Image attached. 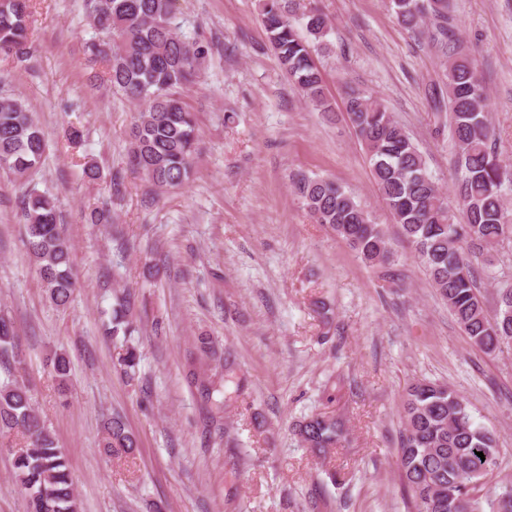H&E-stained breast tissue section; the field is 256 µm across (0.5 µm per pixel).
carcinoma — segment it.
<instances>
[{
	"label": "carcinoma",
	"mask_w": 512,
	"mask_h": 512,
	"mask_svg": "<svg viewBox=\"0 0 512 512\" xmlns=\"http://www.w3.org/2000/svg\"><path fill=\"white\" fill-rule=\"evenodd\" d=\"M175 0H86L93 25L107 40L89 47L92 62H102L112 88L141 104L130 134L134 165L159 190L182 186L191 173L197 128L180 90L195 81L207 50L183 39L173 24ZM300 0H261L260 17L268 42L288 77L320 112L331 111L323 95L314 48L328 32L317 9L301 11ZM395 19L417 30L435 24L448 49V0H392ZM31 0H0V52L20 63L33 57L29 37ZM300 17L309 41L293 18ZM488 94L477 59L456 51L448 58L445 87L431 94L439 127L453 144L452 207L430 173L417 144L378 101L358 88L347 92L346 112L368 156L381 199L413 245L434 288L448 305L471 344L489 356L512 348V288L498 289L490 313L474 262L490 269L499 247L512 240V207L504 185L512 170L495 151V132L486 112ZM47 148L44 133L27 103L0 93V171L26 180ZM295 188L316 222L347 241L362 261L382 268V277L401 284L402 274L383 227L375 223L344 186L302 175ZM26 243L49 298L66 306L75 289L72 244L59 224L55 199L34 189L22 199ZM113 340L131 334L126 300L112 307ZM12 322L0 316V360L14 351ZM139 355L121 344L118 361L134 371ZM59 385L66 386L70 361L51 359ZM404 432L398 451L401 479L413 512H483L481 481L497 466L494 435L476 423L465 399L446 383L418 379L403 400ZM107 455L131 454L134 435L119 416L104 422ZM294 432L312 451L326 454L345 441L336 416L316 413L295 424ZM16 433L24 445L14 451L13 476L25 492L27 512H78L67 458L36 413L28 385L16 379L0 383V435ZM483 456H477V453Z\"/></svg>",
	"instance_id": "1"
}]
</instances>
